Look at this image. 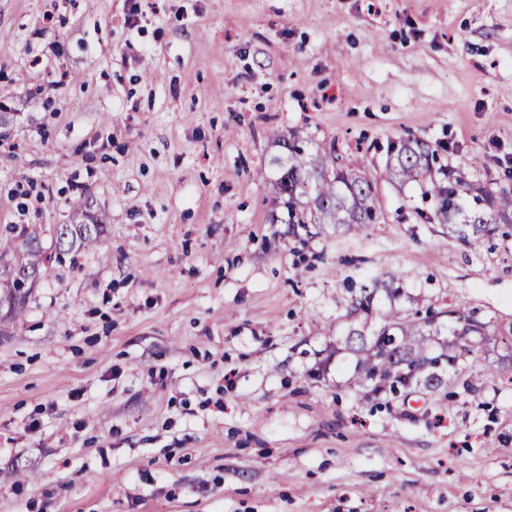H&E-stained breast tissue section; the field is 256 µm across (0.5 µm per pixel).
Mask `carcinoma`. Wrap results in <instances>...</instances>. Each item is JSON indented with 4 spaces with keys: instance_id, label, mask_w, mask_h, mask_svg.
Returning <instances> with one entry per match:
<instances>
[{
    "instance_id": "carcinoma-1",
    "label": "carcinoma",
    "mask_w": 512,
    "mask_h": 512,
    "mask_svg": "<svg viewBox=\"0 0 512 512\" xmlns=\"http://www.w3.org/2000/svg\"><path fill=\"white\" fill-rule=\"evenodd\" d=\"M271 139L286 152L275 159L279 176L271 183V193L284 213L285 223L299 226L308 235L311 228L331 225L336 231H348L373 223V181L345 167L335 147L319 159L311 157L303 138L297 133L272 134ZM437 150L416 137H407L391 146L388 173L391 179L405 185L416 183L424 194L436 202L434 218L448 225V234L470 247L496 230L498 224H512V194L496 192L482 184H468L456 167L436 165ZM104 225L62 224L57 228V243L62 251L78 250L103 232ZM44 265L36 233L27 235L22 244L16 238L0 237V269H8V277L0 276V296L15 298L10 316L24 311L30 290L22 287L23 279L38 278ZM383 295L392 301L401 296L395 279L372 280L352 298L350 315L362 319V328H352L343 338V350L355 360V382L372 385L378 392L384 387L407 388L413 384L431 392L448 384V377L459 376L460 358L471 353L470 336H482L486 324L461 310L448 311L451 324L446 330L453 336L437 345L430 337L440 335L436 316L418 313L400 315L391 312L371 333L366 327L373 319L374 302Z\"/></svg>"
}]
</instances>
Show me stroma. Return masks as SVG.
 Listing matches in <instances>:
<instances>
[{"instance_id":"obj_1","label":"stroma","mask_w":512,"mask_h":512,"mask_svg":"<svg viewBox=\"0 0 512 512\" xmlns=\"http://www.w3.org/2000/svg\"><path fill=\"white\" fill-rule=\"evenodd\" d=\"M0 114V233L48 258L0 322V512H512V227L468 248L387 172L410 135L512 192V0H0ZM274 129L376 223L273 222ZM376 276L486 323L460 378L329 356ZM104 224H61L56 231L59 250L72 252L98 239Z\"/></svg>"}]
</instances>
